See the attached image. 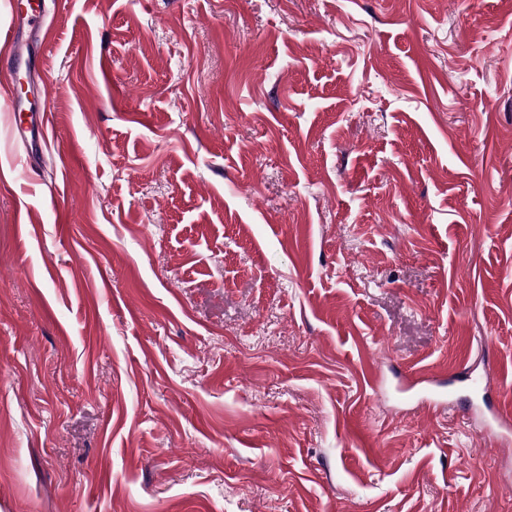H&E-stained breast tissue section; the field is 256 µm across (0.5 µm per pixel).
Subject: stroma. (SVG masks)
Segmentation results:
<instances>
[{
  "label": "stroma",
  "instance_id": "1",
  "mask_svg": "<svg viewBox=\"0 0 512 512\" xmlns=\"http://www.w3.org/2000/svg\"><path fill=\"white\" fill-rule=\"evenodd\" d=\"M44 2L0 512H512V0Z\"/></svg>",
  "mask_w": 512,
  "mask_h": 512
}]
</instances>
